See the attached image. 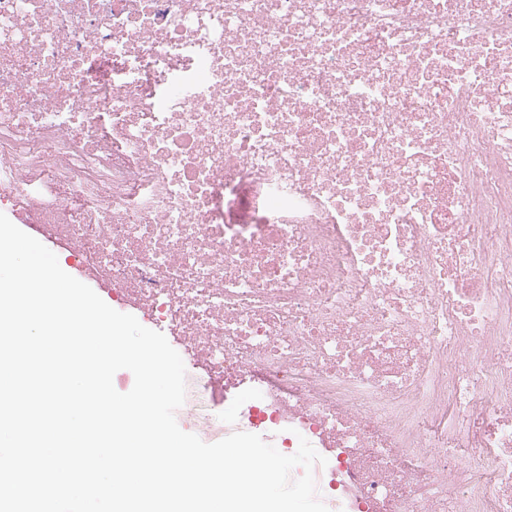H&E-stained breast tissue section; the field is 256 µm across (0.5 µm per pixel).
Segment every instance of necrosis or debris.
Listing matches in <instances>:
<instances>
[{
	"instance_id": "necrosis-or-debris-1",
	"label": "necrosis or debris",
	"mask_w": 512,
	"mask_h": 512,
	"mask_svg": "<svg viewBox=\"0 0 512 512\" xmlns=\"http://www.w3.org/2000/svg\"><path fill=\"white\" fill-rule=\"evenodd\" d=\"M0 204L329 512H512V0H0ZM254 199L248 190L239 193L237 197L224 200L225 219L230 223L249 219L257 214ZM0 213H3L5 214L18 228H20L21 230H23L24 232H26L27 234L31 235L32 237H34L32 234H30V232L28 231L27 227H26V224H23V222L20 221V219L17 217V215L11 211L7 206H2L0 208ZM36 238V237H34ZM38 241H40L43 245H45L48 249H50L52 252H54L56 254V256L58 257V261L65 264L67 267H68V270L70 272V275H72L73 277L77 278L78 280H80L81 282L87 284L89 287H91L109 306H111L112 308H114L115 310H117L115 308V306L113 305L112 303V299L105 293L101 290V288H99L96 284L90 282V281H87L83 278H81V276L79 275L78 271L75 269L74 265H73V262L71 259H67L65 258V256L61 255L58 250L52 246V244H49L39 238H36ZM118 311V310H117Z\"/></svg>"
}]
</instances>
